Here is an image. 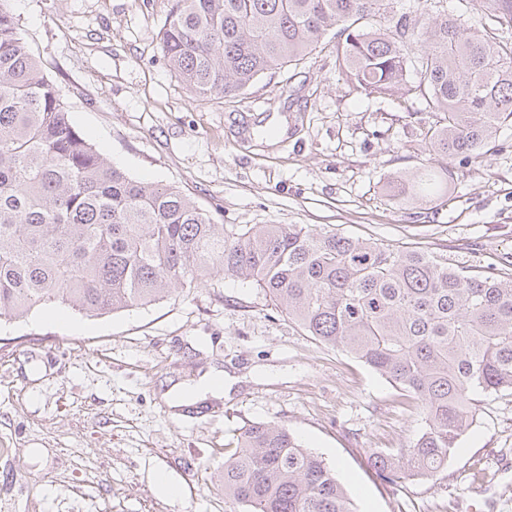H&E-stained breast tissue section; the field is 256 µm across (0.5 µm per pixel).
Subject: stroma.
Here are the masks:
<instances>
[{
    "label": "stroma",
    "mask_w": 512,
    "mask_h": 512,
    "mask_svg": "<svg viewBox=\"0 0 512 512\" xmlns=\"http://www.w3.org/2000/svg\"><path fill=\"white\" fill-rule=\"evenodd\" d=\"M172 0H9L74 126L130 178L172 186L220 224H317L474 271L512 275V128L452 162L449 201L390 197L430 165L422 104L351 92L307 55L228 101L193 100L161 32ZM292 93H285L284 83ZM287 133L265 138V120ZM220 369L222 397L174 388ZM444 470L390 483L368 463L423 429L416 403L306 336L257 288L221 276L138 308L53 305L0 316V512H225L218 476L239 428L278 424L334 468L356 512H512V391L482 394ZM164 472L172 499L153 482Z\"/></svg>",
    "instance_id": "35a3bbf8"
}]
</instances>
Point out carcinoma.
Instances as JSON below:
<instances>
[{
    "mask_svg": "<svg viewBox=\"0 0 512 512\" xmlns=\"http://www.w3.org/2000/svg\"><path fill=\"white\" fill-rule=\"evenodd\" d=\"M0 0V312L54 303L86 315L147 305L222 274L263 290L321 344L408 392L416 441L370 463L389 481L448 463L480 394L512 390V279L468 274L311 224H217L171 186L128 177L70 122L60 88ZM162 51L196 100L232 99L324 47L353 92L419 100L437 166L398 184L430 201L448 162L480 163L512 127V0H480L470 32L447 0H172ZM333 34L335 42L325 38ZM219 482L228 512H354L287 428H240Z\"/></svg>",
    "mask_w": 512,
    "mask_h": 512,
    "instance_id": "cac0c4a2",
    "label": "carcinoma"
}]
</instances>
